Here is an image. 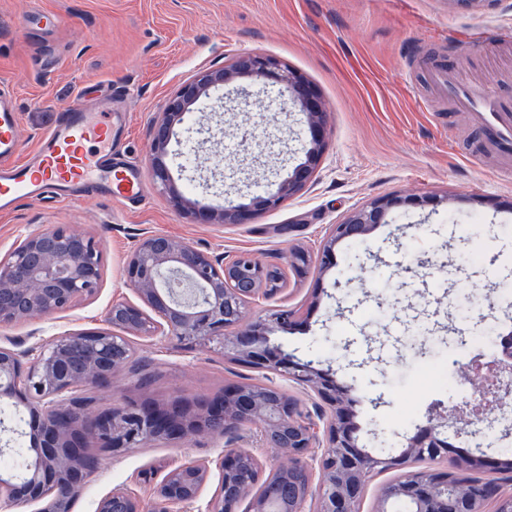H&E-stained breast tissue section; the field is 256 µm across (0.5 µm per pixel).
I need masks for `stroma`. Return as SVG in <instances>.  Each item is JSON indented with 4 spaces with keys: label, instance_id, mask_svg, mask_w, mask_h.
Returning <instances> with one entry per match:
<instances>
[{
    "label": "stroma",
    "instance_id": "35a3bbf8",
    "mask_svg": "<svg viewBox=\"0 0 512 512\" xmlns=\"http://www.w3.org/2000/svg\"><path fill=\"white\" fill-rule=\"evenodd\" d=\"M34 12L63 22L39 30L27 19ZM247 52L273 57L310 82L329 114L326 148L311 182L284 207L244 224L196 220L154 177L152 123L183 84ZM435 62L474 89L512 97V0L477 7L454 0H0V86L14 90L25 151L80 92L99 108L113 93L126 119L113 151L138 166L147 184L132 205L46 199L0 215V256L28 232L56 224L89 232L104 268L95 295L51 320L0 326V344L46 346L105 328L115 302L139 303L125 265L144 235L186 240L228 261L247 253L283 266L295 251L315 256L330 225L376 198L430 194L440 206L395 211L367 241L340 242L334 267L290 277L275 301L254 298L245 319L274 304L298 310L297 329L277 341L300 359L331 364L342 384L359 381L352 395L367 449L400 451L437 413L461 428L449 437L452 456L512 459V417L487 415L480 441L463 431L474 395L469 361L493 356L512 333V178L498 173L495 158H465L477 133L468 113L432 94L426 76ZM242 87L249 101L238 99ZM188 125L172 139L166 164L175 189L197 201L251 206L303 161L308 141L281 87L250 78L210 90ZM421 256L430 265L405 273ZM131 342L135 360L153 374L147 389L124 369L110 384L78 390L90 410L143 393L168 403L215 394L231 378L262 380L213 343L177 346L137 335ZM90 449L97 465L72 512H95L119 487L149 501L169 471L191 460L213 469L184 512H206L221 481L220 438L157 440L123 453L95 442Z\"/></svg>",
    "mask_w": 512,
    "mask_h": 512
}]
</instances>
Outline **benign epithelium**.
I'll return each instance as SVG.
<instances>
[{
    "label": "benign epithelium",
    "instance_id": "1",
    "mask_svg": "<svg viewBox=\"0 0 512 512\" xmlns=\"http://www.w3.org/2000/svg\"><path fill=\"white\" fill-rule=\"evenodd\" d=\"M242 76L272 80L304 116L309 130L305 159L288 177L256 199L253 208L227 206L205 218L224 224H242L250 210L281 207L313 177L324 149L328 113L305 79L275 58L246 53L227 66L204 71L183 85L166 102L153 124L154 175L168 189L174 205L197 215L196 202L170 186L163 158L175 126L185 123L190 107L210 89L226 86ZM428 195L384 196L354 210L331 224L317 251L319 270L336 262V243L364 242L379 224L397 209L437 207ZM127 279L136 287L143 306L116 302L106 314L114 328L139 336L176 338L180 341H216L224 351L267 375H280L304 390L317 411L269 384L224 387L220 397L197 400L201 426L189 422L191 411L183 401L158 404L148 397L121 401L103 412L89 413L70 399L79 388L108 384L126 365L125 336L94 330L57 339L49 347L19 353L0 345V401L26 414L16 420L14 431L30 437V459L25 469L0 470V509L36 505V512H70L90 472L88 459L75 449L94 439L114 452L140 448L158 436L187 440L205 434L224 439L220 469L236 470L242 459L259 463L243 445L241 431L247 424L261 426L263 440L288 453V464L278 472L302 475L301 483L288 489V512H362L366 487L375 473L402 471L404 475L381 489L374 512H391L387 505L404 501L411 512H482L488 503L493 512H512V460L476 457L471 464L486 474L477 482L459 476L457 460L448 452L447 425L436 419L407 439L405 448L393 454L384 448L372 452L359 445L354 422L357 400L347 396L331 367L303 362L273 340L278 332L298 325L296 311L277 306L255 321L243 323L244 306L258 293L268 299L282 291L283 269L263 265L247 255L230 263L198 249L188 241L163 234L140 238L130 253ZM102 281V254L94 238L67 226H47L27 233L8 254L0 257V325L32 319L49 320L95 294ZM512 371V337L500 341V352L490 361H474L470 371L479 381L469 413L504 410L512 392L497 384L485 385L483 369L495 373L502 366ZM324 423L323 432L316 421ZM324 446L310 463L311 449ZM427 458H442L443 469H416ZM319 483L313 484V468ZM210 466L193 461L169 471L156 485L148 505L124 488L102 497L96 512H176L196 502L208 480ZM280 491L264 490L252 479L234 484L222 481L208 502L207 512H267L269 498Z\"/></svg>",
    "mask_w": 512,
    "mask_h": 512
}]
</instances>
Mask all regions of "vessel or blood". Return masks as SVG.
<instances>
[{"label": "vessel or blood", "mask_w": 512, "mask_h": 512, "mask_svg": "<svg viewBox=\"0 0 512 512\" xmlns=\"http://www.w3.org/2000/svg\"><path fill=\"white\" fill-rule=\"evenodd\" d=\"M429 82L440 97L472 114L480 131L478 153L512 161V101L473 90L462 75L440 68L430 69ZM19 126L13 96L0 87V214L44 198L65 203L101 196L129 204L142 197V172L112 160L111 112L89 111L84 99H76L29 154Z\"/></svg>", "instance_id": "1"}]
</instances>
